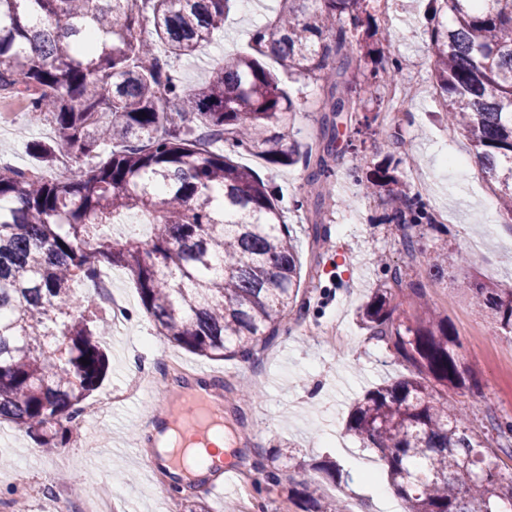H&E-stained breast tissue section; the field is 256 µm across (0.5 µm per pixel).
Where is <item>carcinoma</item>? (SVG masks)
<instances>
[{
	"instance_id": "cac0c4a2",
	"label": "carcinoma",
	"mask_w": 512,
	"mask_h": 512,
	"mask_svg": "<svg viewBox=\"0 0 512 512\" xmlns=\"http://www.w3.org/2000/svg\"><path fill=\"white\" fill-rule=\"evenodd\" d=\"M231 2L0 0V98L25 99L52 126L53 145L29 141L26 149L77 164L48 180L0 162V422L41 448L70 440L82 401L108 371L101 336L112 319L76 291L104 267L130 273L160 335L210 359L253 358L292 311L309 306L288 211L236 157L276 168L302 163L320 214L331 198L336 117L362 102L361 69L378 74L379 26L366 0H313L302 20L294 4L308 0H280L275 18L253 34L252 52L182 87L171 60L210 42ZM440 3L454 18L448 26L435 13L430 33L448 128L466 133L512 219V0ZM332 54L339 65L329 70ZM293 75L320 79L331 101L318 144L304 153L290 137L300 103L282 77ZM365 190L385 192L408 253L417 252L411 230L420 224L448 234L388 167ZM129 211L150 219L147 238L99 234ZM423 265L434 279L448 273L438 255ZM471 291L511 333L512 289L473 282ZM411 296L415 315L406 320L394 317L385 287L360 310L370 336L391 343L408 375L366 391L346 430L378 454L407 512H512V472L496 462L512 448L486 445L448 400L447 389L479 380L421 284ZM313 484L294 489L305 512H346L342 501L316 497Z\"/></svg>"
}]
</instances>
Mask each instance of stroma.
I'll return each instance as SVG.
<instances>
[{"label":"stroma","instance_id":"stroma-1","mask_svg":"<svg viewBox=\"0 0 512 512\" xmlns=\"http://www.w3.org/2000/svg\"><path fill=\"white\" fill-rule=\"evenodd\" d=\"M278 10L279 0H236L223 31L194 56L176 62L183 84L197 86L225 57L249 51L253 31L268 24ZM429 13V0H406L394 25L382 29L385 56L400 65L398 82L416 79L431 88L436 85ZM288 86L305 101L291 132L304 148L319 137L329 103L315 79L296 76ZM389 90L383 79H375L363 110L349 113L340 126V154L332 163L331 177L340 203L326 209L323 220L331 235L329 250L315 247L311 225L293 209L296 202L310 199L302 165L264 172L270 188L284 195L302 261L315 271L303 284L309 310L291 313L257 359H209L172 345L144 312L131 275L119 268L111 271L112 292L126 302L130 315L103 339L109 368L99 393L125 387L169 359L209 370L224 410L223 463L251 478L252 512H303L291 490L313 465L328 460L336 462L340 472L335 481L326 483V493L340 496L356 512H383L376 483L358 471L367 450L347 434L345 423L351 406L365 391L406 373L393 350L372 338L359 318L373 289L392 285V268L402 270L401 283L392 285L396 317L412 314L409 290L423 284L436 312L455 327L459 355L481 382L476 391L449 390V400L467 413L472 429L489 442L497 440L496 422H512V334L503 331L489 312L473 306L469 290L475 277L495 288H512V220L500 214L495 223H488L483 203L493 194L486 179L443 174L440 153L465 156L472 147L464 134L449 130L442 102L422 98L405 103L406 119L396 127L367 124V116L377 112ZM7 113L0 123V159L20 168L42 166V159L26 151L23 139L50 141L49 123L13 106ZM390 155L398 159L396 173L402 178L423 173L429 208L445 206L452 214L447 238L437 237L424 224L414 230L426 252L447 251L448 275L443 279L427 278L420 262L408 259L400 226L388 220L379 196L363 190L366 172ZM462 251L470 256V266H460ZM330 323L340 325L344 343L326 342L322 328ZM256 370L264 373L266 385L252 399H244L239 381ZM183 391V383L154 381L147 397L113 406L109 416L79 426V438L51 453L38 448L25 432L0 423V502L13 499L17 485L26 482L41 485L43 492L25 497V512H57L62 503L70 512H80L88 495L116 499L119 512H165L169 494L177 499L176 512H189L196 502L205 512H239L240 490L235 485L226 486L223 494L210 495L200 484L176 485L170 475L145 466L153 451L145 420L163 402L181 411ZM85 443L94 445V454H84ZM268 470L277 473L279 484L266 482Z\"/></svg>","mask_w":512,"mask_h":512}]
</instances>
